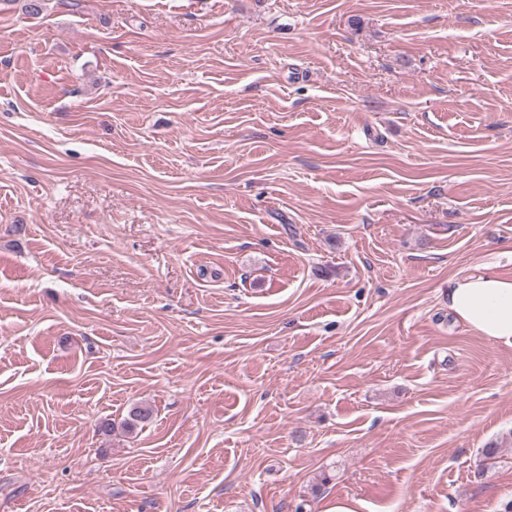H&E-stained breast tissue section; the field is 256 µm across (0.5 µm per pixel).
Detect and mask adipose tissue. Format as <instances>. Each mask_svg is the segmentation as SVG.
Segmentation results:
<instances>
[{"label": "adipose tissue", "instance_id": "1", "mask_svg": "<svg viewBox=\"0 0 512 512\" xmlns=\"http://www.w3.org/2000/svg\"><path fill=\"white\" fill-rule=\"evenodd\" d=\"M448 308L479 336L512 342V279L500 276L495 265L450 280Z\"/></svg>", "mask_w": 512, "mask_h": 512}]
</instances>
